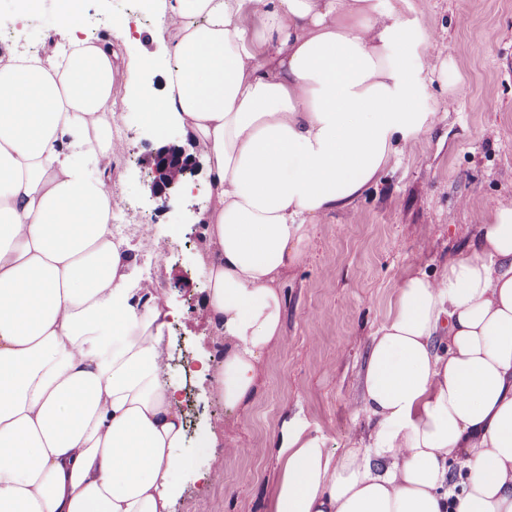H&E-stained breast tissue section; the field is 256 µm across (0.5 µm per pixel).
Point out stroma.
<instances>
[{
    "mask_svg": "<svg viewBox=\"0 0 512 512\" xmlns=\"http://www.w3.org/2000/svg\"><path fill=\"white\" fill-rule=\"evenodd\" d=\"M424 43L417 79L420 111L435 115L431 128L413 132L412 149L395 156L377 187L353 208L313 225L303 265L281 282L285 295L284 340L265 355L262 383L245 418L223 403L195 374L197 359L221 343L203 316L209 256L199 219L207 188L194 173L192 199L169 189L167 201L152 198L157 151L175 150L142 123L127 103L124 85L114 108L129 147L113 165L124 206L122 235L137 254L138 272L165 256L162 291L181 313L168 336L169 370L190 402L183 412L185 455L201 461L202 429L237 443L224 460V475L210 482L187 480L171 512H266L277 478L272 449L283 422L302 421L322 433L328 448H346L367 435L366 418H353L373 334L388 317L396 289L409 274L440 276L464 250L489 208L512 202V0H405ZM88 16L117 14L129 21L128 53L151 55L154 65L137 76L143 92L164 88V47L153 40L151 9L132 17L130 0H87ZM157 224L160 236L141 238L138 227Z\"/></svg>",
    "mask_w": 512,
    "mask_h": 512,
    "instance_id": "obj_1",
    "label": "stroma"
}]
</instances>
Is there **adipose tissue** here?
<instances>
[{"label": "adipose tissue", "instance_id": "1", "mask_svg": "<svg viewBox=\"0 0 512 512\" xmlns=\"http://www.w3.org/2000/svg\"><path fill=\"white\" fill-rule=\"evenodd\" d=\"M155 2L166 89L132 102L203 150V312L224 355L198 374L242 416L312 225L432 122L415 105L418 25L382 0ZM46 10L43 51L0 52V512H170L180 475L223 472L224 442L202 435L200 469L184 455L178 313L112 233L128 148L112 94L152 60H126L123 20L80 38L82 0H34ZM350 408L372 427L347 448L283 424L268 512H512V203L439 278L403 279Z\"/></svg>", "mask_w": 512, "mask_h": 512}]
</instances>
